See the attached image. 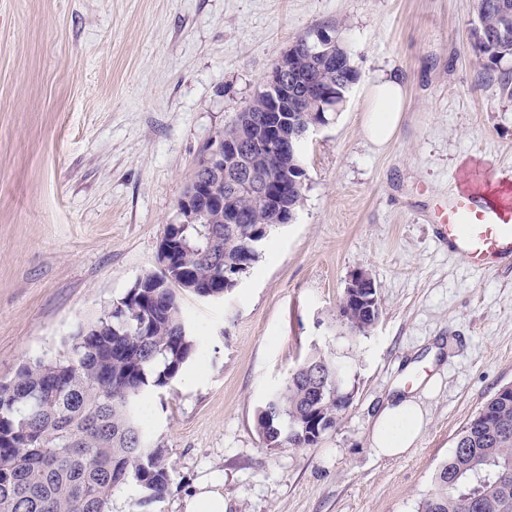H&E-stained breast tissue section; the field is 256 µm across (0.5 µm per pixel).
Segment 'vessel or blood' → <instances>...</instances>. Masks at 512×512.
<instances>
[{"label": "vessel or blood", "mask_w": 512, "mask_h": 512, "mask_svg": "<svg viewBox=\"0 0 512 512\" xmlns=\"http://www.w3.org/2000/svg\"><path fill=\"white\" fill-rule=\"evenodd\" d=\"M436 234L474 268L494 270L512 260V172L495 189L452 187L435 207Z\"/></svg>", "instance_id": "b4317fda"}]
</instances>
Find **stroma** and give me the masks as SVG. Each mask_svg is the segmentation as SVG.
Instances as JSON below:
<instances>
[{
    "mask_svg": "<svg viewBox=\"0 0 512 512\" xmlns=\"http://www.w3.org/2000/svg\"><path fill=\"white\" fill-rule=\"evenodd\" d=\"M475 18V0H0V382L156 270L205 143L330 28L357 80L304 141L296 220L224 299L184 295L197 352L142 403L172 468L160 512L204 493L223 512H417L460 428L512 386V267L478 272L430 222L449 183L512 166V97L474 50ZM383 71L406 103L379 146L365 119ZM360 269L381 307L364 335L337 318ZM317 351L346 409L316 445L265 447L258 409ZM399 386L426 424L380 458L371 425Z\"/></svg>",
    "mask_w": 512,
    "mask_h": 512,
    "instance_id": "1",
    "label": "stroma"
}]
</instances>
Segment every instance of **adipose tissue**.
I'll use <instances>...</instances> for the list:
<instances>
[{"label": "adipose tissue", "instance_id": "adipose-tissue-1", "mask_svg": "<svg viewBox=\"0 0 512 512\" xmlns=\"http://www.w3.org/2000/svg\"><path fill=\"white\" fill-rule=\"evenodd\" d=\"M405 88L394 75H378L370 90L366 133L375 143H386L396 132L404 110ZM425 425L424 412L414 397L398 394L385 401L370 432L376 456L397 457L411 448Z\"/></svg>", "mask_w": 512, "mask_h": 512}]
</instances>
